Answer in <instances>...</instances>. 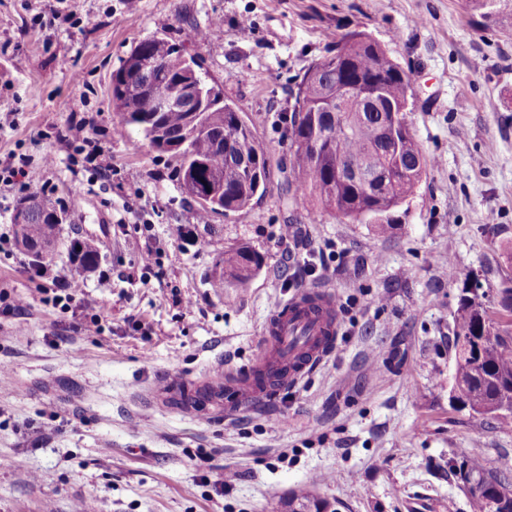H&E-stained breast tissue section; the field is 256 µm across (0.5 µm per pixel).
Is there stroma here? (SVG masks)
<instances>
[{
	"mask_svg": "<svg viewBox=\"0 0 512 512\" xmlns=\"http://www.w3.org/2000/svg\"><path fill=\"white\" fill-rule=\"evenodd\" d=\"M352 31L409 73L408 120L433 160L385 233L295 196L283 172L289 91ZM153 36L200 59L275 169L261 200L208 226L175 158L112 134V73ZM85 116L111 177L66 140ZM13 158L41 169L69 220L41 266L0 252V295L21 303L0 309V512H288L306 498L471 512L449 461L512 459V428L448 401L461 289L480 283L492 310L512 283V14L486 20L469 0H139L133 13L126 0H0V163ZM75 237L101 260L63 311L44 291L63 287ZM242 247L261 269L212 287ZM304 287L334 300L330 360L275 404L228 412L274 307Z\"/></svg>",
	"mask_w": 512,
	"mask_h": 512,
	"instance_id": "35a3bbf8",
	"label": "stroma"
}]
</instances>
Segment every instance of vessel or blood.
<instances>
[{
    "instance_id": "b4317fda",
    "label": "vessel or blood",
    "mask_w": 512,
    "mask_h": 512,
    "mask_svg": "<svg viewBox=\"0 0 512 512\" xmlns=\"http://www.w3.org/2000/svg\"><path fill=\"white\" fill-rule=\"evenodd\" d=\"M271 357L261 358L235 387L238 405L274 402L316 370L336 347V314L327 297L303 289L279 304L266 323Z\"/></svg>"
}]
</instances>
